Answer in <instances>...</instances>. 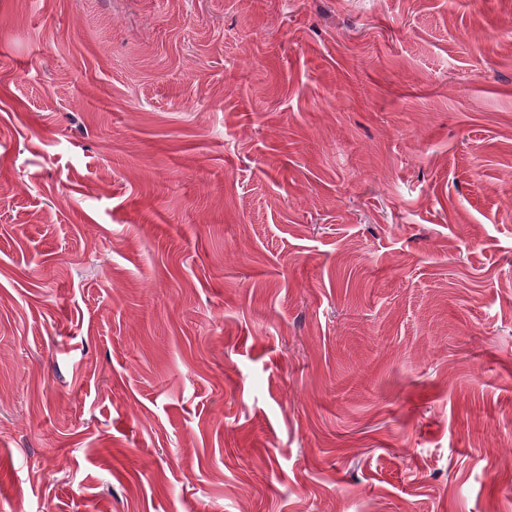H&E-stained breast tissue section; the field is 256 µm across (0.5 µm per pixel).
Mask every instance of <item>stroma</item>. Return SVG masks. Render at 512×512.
Returning a JSON list of instances; mask_svg holds the SVG:
<instances>
[{
    "mask_svg": "<svg viewBox=\"0 0 512 512\" xmlns=\"http://www.w3.org/2000/svg\"><path fill=\"white\" fill-rule=\"evenodd\" d=\"M512 0H0V512H512Z\"/></svg>",
    "mask_w": 512,
    "mask_h": 512,
    "instance_id": "stroma-1",
    "label": "stroma"
}]
</instances>
